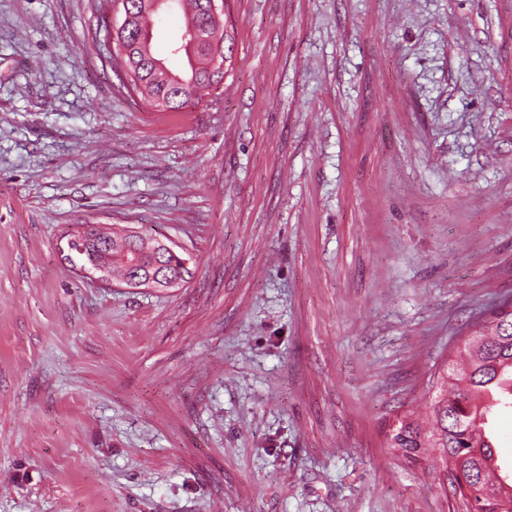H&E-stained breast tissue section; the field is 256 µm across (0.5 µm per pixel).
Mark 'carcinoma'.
Wrapping results in <instances>:
<instances>
[{
  "instance_id": "obj_1",
  "label": "carcinoma",
  "mask_w": 512,
  "mask_h": 512,
  "mask_svg": "<svg viewBox=\"0 0 512 512\" xmlns=\"http://www.w3.org/2000/svg\"><path fill=\"white\" fill-rule=\"evenodd\" d=\"M185 1L194 5L191 22L204 25L205 0H174L164 7H180ZM153 27L154 22L146 20L122 32L126 41L137 44L135 63H126L134 91L149 107L154 97H168L170 110L208 95L211 81L205 69L207 59L187 48V32L170 47L172 52L183 47L181 57L187 61L183 71L174 72L155 52ZM156 245L157 239L145 232L135 237L112 234L102 242L101 253L96 256L75 253L68 259L82 265L93 259L103 263L110 260L112 269L124 276L137 259L153 253ZM158 263L155 272L162 276L178 271L190 274L189 259L177 252L160 256ZM506 306L507 302H502L491 319L474 323L473 337L459 351V360L433 378L435 397L428 422L423 425L409 416L398 418L389 439L392 456L410 465L433 457L442 462L444 470L455 472V480L449 484L465 512H512V482L505 489L492 480L487 466L492 445L483 438L492 408H512V310H505Z\"/></svg>"
}]
</instances>
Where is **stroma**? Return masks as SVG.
Returning <instances> with one entry per match:
<instances>
[{"instance_id":"obj_1","label":"stroma","mask_w":512,"mask_h":512,"mask_svg":"<svg viewBox=\"0 0 512 512\" xmlns=\"http://www.w3.org/2000/svg\"><path fill=\"white\" fill-rule=\"evenodd\" d=\"M90 0H0V512H455L397 417L512 298V0H226L175 112ZM191 257L73 266L80 225ZM209 13L214 28L205 27L196 33V40L208 44L215 72H224V1L209 0ZM223 35V38H222ZM157 262L160 265L152 272L153 274L160 272L161 277L166 273L172 274L178 271H182L185 277L190 274V269L187 266L189 259L177 252L164 254L158 258Z\"/></svg>"}]
</instances>
